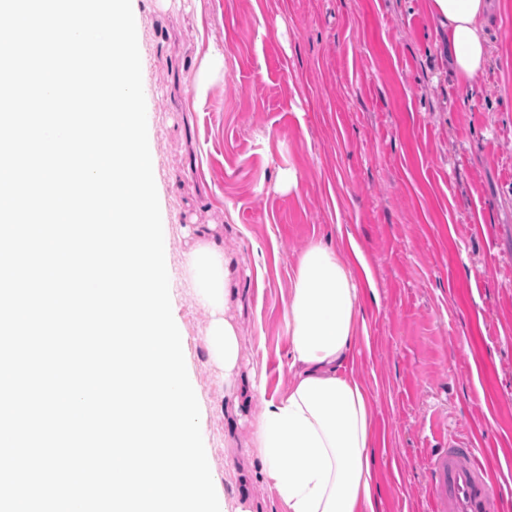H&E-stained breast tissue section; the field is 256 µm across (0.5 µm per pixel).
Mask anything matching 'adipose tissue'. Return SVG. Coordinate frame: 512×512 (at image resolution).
I'll use <instances>...</instances> for the list:
<instances>
[{"label":"adipose tissue","instance_id":"1","mask_svg":"<svg viewBox=\"0 0 512 512\" xmlns=\"http://www.w3.org/2000/svg\"><path fill=\"white\" fill-rule=\"evenodd\" d=\"M427 7L448 45L457 86L472 94L490 61L489 0H427ZM186 267L208 314L204 341L216 378L233 401L264 400L252 446L282 512H378L374 396L348 368L365 298L353 264L321 240L295 263L284 307L292 383L272 396L242 372L241 340L224 316L230 271L223 252L197 243Z\"/></svg>","mask_w":512,"mask_h":512}]
</instances>
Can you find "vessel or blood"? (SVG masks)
Returning <instances> with one entry per match:
<instances>
[{
  "label": "vessel or blood",
  "instance_id": "obj_1",
  "mask_svg": "<svg viewBox=\"0 0 512 512\" xmlns=\"http://www.w3.org/2000/svg\"><path fill=\"white\" fill-rule=\"evenodd\" d=\"M434 512H502V499L476 449L449 440L431 463Z\"/></svg>",
  "mask_w": 512,
  "mask_h": 512
}]
</instances>
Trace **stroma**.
I'll return each instance as SVG.
<instances>
[{
	"instance_id": "obj_1",
	"label": "stroma",
	"mask_w": 512,
	"mask_h": 512,
	"mask_svg": "<svg viewBox=\"0 0 512 512\" xmlns=\"http://www.w3.org/2000/svg\"><path fill=\"white\" fill-rule=\"evenodd\" d=\"M148 143L171 226L172 314L231 512H280L247 457L254 401L219 415L184 279L196 241L222 249L243 370L287 389L284 301L313 240L351 233L376 295L349 362L375 395L385 512H433L431 460L477 448L512 512V0H494L492 62L456 93L426 0H131ZM298 171V189L279 187Z\"/></svg>"
}]
</instances>
